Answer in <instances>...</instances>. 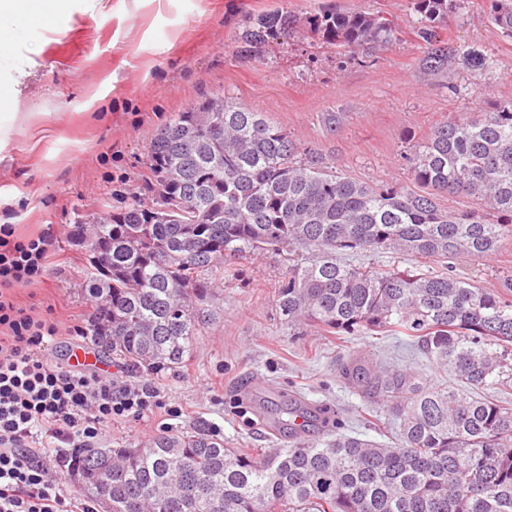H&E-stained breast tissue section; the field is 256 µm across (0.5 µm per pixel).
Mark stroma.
I'll return each instance as SVG.
<instances>
[{"instance_id":"1","label":"stroma","mask_w":512,"mask_h":512,"mask_svg":"<svg viewBox=\"0 0 512 512\" xmlns=\"http://www.w3.org/2000/svg\"><path fill=\"white\" fill-rule=\"evenodd\" d=\"M107 17L72 11L56 28L23 32L17 51L34 49L32 76L17 96L0 97V224L27 235L51 230L57 246L48 278L18 289L37 311L53 309L64 327L88 314L82 252L69 232L78 216L149 198L144 182L157 128L202 95L225 92L288 133L302 152L348 177L406 189L413 182L405 157L439 123L484 112L512 98V40L488 19L486 0H459L438 40L480 50L490 61L478 76L432 72L415 34L410 0H107ZM329 9L377 12L391 19L395 40L383 50L353 55L302 27L270 39L256 56L238 40L253 18ZM340 115L337 130L324 115ZM458 277L485 288L512 278V237L495 255L457 261ZM285 274L280 256L226 257L224 291L187 363L152 373L128 368L105 350L101 365L136 386L152 382L161 409L108 429L104 448H141L155 437L198 426L226 447L285 448L288 404L328 412L344 431L383 441V406L342 377L350 356L396 360L447 386L423 354L391 336H348L318 326L288 327L275 289ZM182 408L180 417L164 406Z\"/></svg>"}]
</instances>
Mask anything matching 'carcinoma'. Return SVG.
Instances as JSON below:
<instances>
[{
    "mask_svg": "<svg viewBox=\"0 0 512 512\" xmlns=\"http://www.w3.org/2000/svg\"><path fill=\"white\" fill-rule=\"evenodd\" d=\"M451 2L411 0L425 64L479 72L484 58L437 41ZM489 20L512 39V0H493ZM297 23L258 18L240 34L242 53L259 54ZM307 24L353 52L396 38L391 20L365 11L328 10ZM150 154L152 201L82 215L71 233L95 300L86 335L105 350L134 368L182 367L211 321L224 258L272 252L286 263L277 307L288 327L403 336L454 385L350 361L344 378L388 408L396 445L330 430L252 454L200 428L136 450L80 449L79 495L100 503L96 489L109 479L112 512H512V280L497 290L447 269L346 260L403 254L446 264L494 254L512 236V99L438 124L408 157L418 191L304 162L288 133L222 95L202 96L158 129ZM440 194L475 197L485 211H443Z\"/></svg>",
    "mask_w": 512,
    "mask_h": 512,
    "instance_id": "obj_1",
    "label": "carcinoma"
}]
</instances>
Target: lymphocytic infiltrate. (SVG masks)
<instances>
[{
	"instance_id": "obj_1",
	"label": "lymphocytic infiltrate",
	"mask_w": 512,
	"mask_h": 512,
	"mask_svg": "<svg viewBox=\"0 0 512 512\" xmlns=\"http://www.w3.org/2000/svg\"><path fill=\"white\" fill-rule=\"evenodd\" d=\"M54 235L0 225V512H93L57 475L78 449L118 420L158 406L153 385L128 387L56 360L54 320L20 305L16 291L43 282Z\"/></svg>"
}]
</instances>
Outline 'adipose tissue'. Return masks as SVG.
Segmentation results:
<instances>
[{
	"label": "adipose tissue",
	"mask_w": 512,
	"mask_h": 512,
	"mask_svg": "<svg viewBox=\"0 0 512 512\" xmlns=\"http://www.w3.org/2000/svg\"><path fill=\"white\" fill-rule=\"evenodd\" d=\"M69 13L68 0H0V57L9 61L5 72L0 73V83L18 84L32 64L30 57L14 52L12 42L4 40V33L48 29Z\"/></svg>",
	"instance_id": "1"
}]
</instances>
